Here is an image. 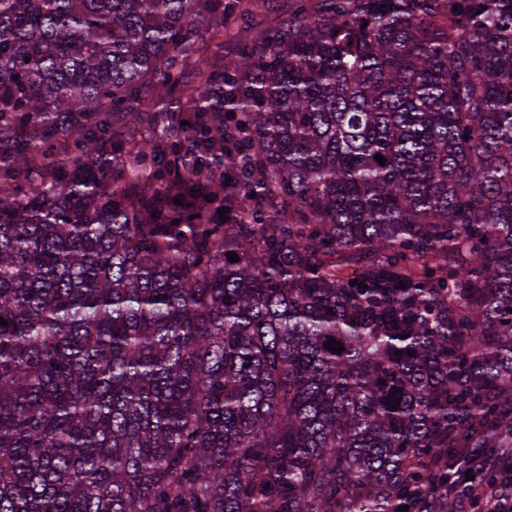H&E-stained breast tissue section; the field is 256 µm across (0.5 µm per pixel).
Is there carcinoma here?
<instances>
[{
  "mask_svg": "<svg viewBox=\"0 0 512 512\" xmlns=\"http://www.w3.org/2000/svg\"><path fill=\"white\" fill-rule=\"evenodd\" d=\"M287 2L226 66L251 0H0V512H460L512 448V0Z\"/></svg>",
  "mask_w": 512,
  "mask_h": 512,
  "instance_id": "cac0c4a2",
  "label": "carcinoma"
}]
</instances>
